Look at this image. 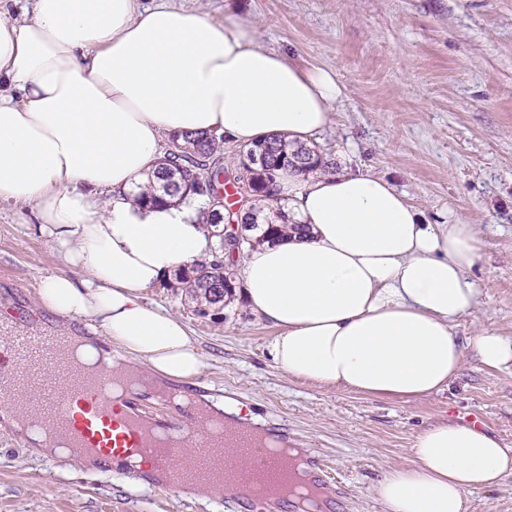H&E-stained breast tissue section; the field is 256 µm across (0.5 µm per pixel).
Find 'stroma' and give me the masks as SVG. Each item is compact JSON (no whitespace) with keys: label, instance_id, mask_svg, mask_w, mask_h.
Segmentation results:
<instances>
[{"label":"stroma","instance_id":"1","mask_svg":"<svg viewBox=\"0 0 512 512\" xmlns=\"http://www.w3.org/2000/svg\"><path fill=\"white\" fill-rule=\"evenodd\" d=\"M266 48L336 72L346 88L332 125L312 140L334 170L362 167L390 180L431 223L463 218L479 231L468 276L476 310L459 339L482 328L512 336V0H237ZM30 205L0 209V314L41 317L43 277L67 271ZM147 300L179 315L206 359L196 392L284 430L289 447L336 467L346 494L336 512H385L374 487L411 457L416 437L448 419L472 421L512 448V365L467 354L444 392L410 402L312 386L273 361L275 329L235 296L222 317L196 314L179 288ZM0 512H236L230 493H143L118 474L85 476L42 455L0 421Z\"/></svg>","mask_w":512,"mask_h":512}]
</instances>
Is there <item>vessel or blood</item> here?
I'll use <instances>...</instances> for the list:
<instances>
[{
    "mask_svg": "<svg viewBox=\"0 0 512 512\" xmlns=\"http://www.w3.org/2000/svg\"><path fill=\"white\" fill-rule=\"evenodd\" d=\"M0 383L13 386L23 412L69 444L75 469L89 460L136 459L142 470H125V477L148 480L151 488L162 491L174 484L233 487L244 463L268 491L255 495L235 490L240 512H254L260 504L268 512H282L294 505L273 495L288 472L252 435L233 428L215 434L206 411L193 405L160 413L131 405L114 394L111 375L82 373L69 360L63 337L8 329L0 338ZM308 467L328 500H335L342 487L326 460L310 457Z\"/></svg>",
    "mask_w": 512,
    "mask_h": 512,
    "instance_id": "obj_1",
    "label": "vessel or blood"
}]
</instances>
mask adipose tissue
<instances>
[{"label": "adipose tissue", "instance_id": "adipose-tissue-1", "mask_svg": "<svg viewBox=\"0 0 512 512\" xmlns=\"http://www.w3.org/2000/svg\"><path fill=\"white\" fill-rule=\"evenodd\" d=\"M0 0V205H32L74 275L41 280L42 307L86 320L120 347L126 372L190 382L205 368L188 326L142 292L207 259L197 205L137 199L162 138L221 133L251 145L309 144L332 122L336 73L267 49L254 21H215L156 0ZM276 196L301 232L239 260L248 309L275 327V364L295 379L411 401L445 391L466 352L499 369L512 336L456 320L478 305L467 276L474 225L428 223L367 169L280 174ZM512 474V448L476 424L419 434L375 487L386 512H470L473 491Z\"/></svg>", "mask_w": 512, "mask_h": 512}]
</instances>
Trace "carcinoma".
I'll return each mask as SVG.
<instances>
[{"label": "carcinoma", "mask_w": 512, "mask_h": 512, "mask_svg": "<svg viewBox=\"0 0 512 512\" xmlns=\"http://www.w3.org/2000/svg\"><path fill=\"white\" fill-rule=\"evenodd\" d=\"M178 147L169 148L157 170L153 172L157 185L139 194L138 199L148 205H157L169 197L197 200L202 204L203 219L215 207L214 195L225 185L224 163L220 151L224 149V135L203 133L197 136L177 137ZM246 153L256 157L251 181L250 210L253 216L260 217L254 225L255 233L241 244L242 248L253 247L265 242L280 239L288 230V220L281 211L274 217L260 216V201L273 199V186L279 172L288 168L298 172H313L332 167V163L319 155L316 150L301 145H292L276 138L263 141L246 149ZM222 226L207 225V237L213 245L210 252L224 253V263L212 260L196 262L177 270L175 282L178 287L195 300L203 299L208 306L224 309V300L234 296L230 284L235 282L236 254L224 251Z\"/></svg>", "instance_id": "1"}]
</instances>
